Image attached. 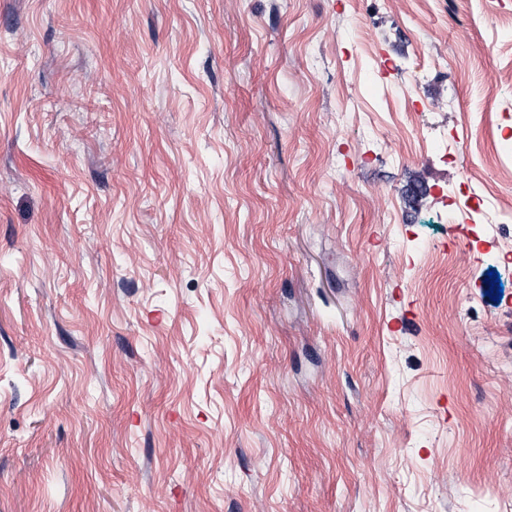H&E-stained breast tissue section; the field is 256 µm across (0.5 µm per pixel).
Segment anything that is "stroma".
I'll return each instance as SVG.
<instances>
[{
	"instance_id": "1",
	"label": "stroma",
	"mask_w": 512,
	"mask_h": 512,
	"mask_svg": "<svg viewBox=\"0 0 512 512\" xmlns=\"http://www.w3.org/2000/svg\"><path fill=\"white\" fill-rule=\"evenodd\" d=\"M510 205L512 0H0V512H512Z\"/></svg>"
}]
</instances>
